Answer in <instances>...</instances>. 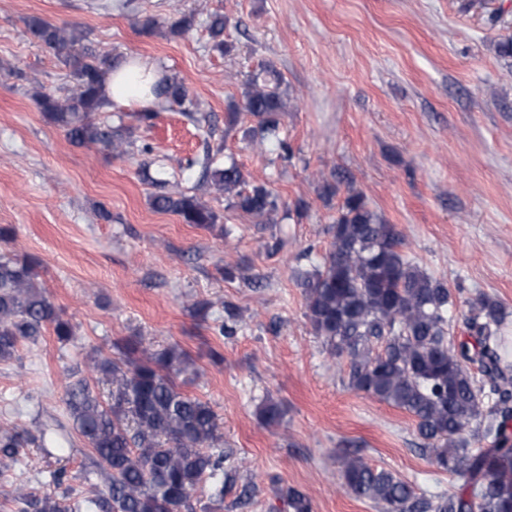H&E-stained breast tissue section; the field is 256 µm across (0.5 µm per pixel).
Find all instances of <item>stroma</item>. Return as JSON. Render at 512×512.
<instances>
[{"mask_svg":"<svg viewBox=\"0 0 512 512\" xmlns=\"http://www.w3.org/2000/svg\"><path fill=\"white\" fill-rule=\"evenodd\" d=\"M0 0V228L5 250L38 260V281L74 326L69 342L44 330L0 362V431L44 437L0 467V512L19 491L93 497L102 484L63 401L76 379L99 387L92 358H121L130 339L178 346L193 365L179 389L208 402L235 476L213 512H287L294 486L313 512H382L342 486L341 461L360 455L428 495L459 484L423 455L406 412L352 390L346 360L332 359L305 317L299 272L330 248L348 191L403 235L404 251L456 299L449 339L487 294L512 313V0ZM228 19V54L211 50L210 12ZM77 25L95 60L142 56L189 91V114L152 124L109 103L93 119L125 125L116 157L73 146L38 107L63 98L70 71L29 32L27 19ZM193 25L183 35L171 24ZM154 19L144 29L146 19ZM272 66L288 93L280 136L289 148L250 145L240 114L245 74ZM235 160L250 182L285 203L274 224L229 208L193 161ZM197 195L219 217L206 228L154 210L150 178ZM336 185L335 196L322 192ZM107 209L110 219L99 216ZM234 269L226 277L225 269ZM233 324L219 335L218 322ZM284 417L268 428L264 400ZM75 480L56 486L58 468Z\"/></svg>","mask_w":512,"mask_h":512,"instance_id":"35a3bbf8","label":"stroma"}]
</instances>
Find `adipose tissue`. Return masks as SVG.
I'll return each instance as SVG.
<instances>
[{"label":"adipose tissue","mask_w":512,"mask_h":512,"mask_svg":"<svg viewBox=\"0 0 512 512\" xmlns=\"http://www.w3.org/2000/svg\"><path fill=\"white\" fill-rule=\"evenodd\" d=\"M163 72L155 63L143 58H127L108 72L104 93L107 100L127 107L149 104L151 85L161 78Z\"/></svg>","instance_id":"adipose-tissue-1"}]
</instances>
